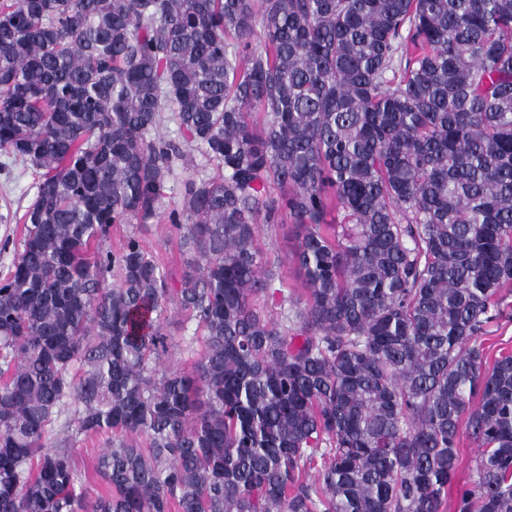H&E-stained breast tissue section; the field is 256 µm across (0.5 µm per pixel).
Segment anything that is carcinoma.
I'll return each mask as SVG.
<instances>
[{"label":"carcinoma","instance_id":"obj_1","mask_svg":"<svg viewBox=\"0 0 512 512\" xmlns=\"http://www.w3.org/2000/svg\"><path fill=\"white\" fill-rule=\"evenodd\" d=\"M0 152L40 171L0 277V512H442L463 420L455 512H512V355L479 342L512 284V0H3ZM157 218L178 288L138 234L102 248ZM285 218L307 297L278 321L256 241ZM57 426L111 435L107 495ZM139 231L143 246L154 256L156 261L168 274L174 288L180 287V280L185 270V263L190 254L181 245L180 232L171 224L159 221L147 224L141 229L137 224H114L109 237L103 242V248L117 252L127 236ZM169 329L173 338L174 346L170 348L167 363L181 368L189 369L195 358L186 350V345L193 341V347L199 352L201 345L199 342V331L196 330L195 323L184 319L181 312L173 306ZM458 448L460 451L459 482L448 494V502L444 505L443 512H454V500L457 489L469 482L472 475L473 459L477 454V445L470 438L466 428V421L464 420L460 424Z\"/></svg>","mask_w":512,"mask_h":512}]
</instances>
